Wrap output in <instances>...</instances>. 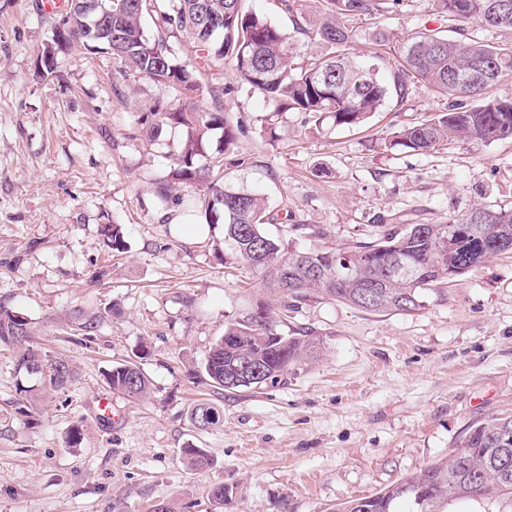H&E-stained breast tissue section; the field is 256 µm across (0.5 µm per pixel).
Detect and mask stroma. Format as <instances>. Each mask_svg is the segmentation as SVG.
Masks as SVG:
<instances>
[{
	"instance_id": "35a3bbf8",
	"label": "stroma",
	"mask_w": 512,
	"mask_h": 512,
	"mask_svg": "<svg viewBox=\"0 0 512 512\" xmlns=\"http://www.w3.org/2000/svg\"><path fill=\"white\" fill-rule=\"evenodd\" d=\"M56 20L42 0H0V297L28 319L43 353L74 371L66 391L32 400L18 390L13 353L0 352V512H215L219 483L224 512H325L446 459L471 423L512 414V252L442 285L412 314L333 301L292 314L279 333L313 329L319 357L276 385L216 389L208 352L257 291L248 268L225 259L223 225L205 239L177 233L192 216L153 193L181 134L166 128L149 139L136 121L176 93L143 80L114 91L112 58L79 44L37 77ZM353 27L349 51L363 59L378 50L374 29L400 40L452 23L434 0H403ZM201 80L224 89L227 118L245 126L238 152L248 164L225 167V182L266 198V230L289 247L348 248L374 240L382 222L512 208V139L386 148L392 127L447 107L425 86L360 128L285 112L272 141L269 106L231 64H211ZM287 217L329 236L288 232ZM111 221L125 225L128 249L96 284L100 227ZM112 305L117 313L104 315ZM77 311L100 316L92 339L73 334ZM144 343L150 394L113 391L106 373ZM200 399L221 407V425H193ZM187 446L212 465L188 467Z\"/></svg>"
}]
</instances>
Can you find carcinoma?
I'll list each match as a JSON object with an SVG mask.
<instances>
[{
    "label": "carcinoma",
    "mask_w": 512,
    "mask_h": 512,
    "mask_svg": "<svg viewBox=\"0 0 512 512\" xmlns=\"http://www.w3.org/2000/svg\"><path fill=\"white\" fill-rule=\"evenodd\" d=\"M111 13L104 15L98 34H85V18H71L72 38L59 52L81 43L112 56L115 86L131 75L180 92L181 97L141 113L138 131L153 135L165 127L182 132L181 148L166 177L155 184L163 203L173 202L193 211L204 210L208 224L224 225V246L260 275L262 286L276 298V306L258 300L251 308L224 322L204 369L215 387L237 391L278 383L290 367L312 358L320 338L309 328L292 335L275 330L290 314L331 299L374 313H412L425 306L434 287L477 268L491 253L486 242L470 232L481 225L491 238L512 244V209L475 208L440 224L380 225L378 238L359 242L349 250L333 247L314 252H288V245L267 234L274 221L264 200L247 188L223 181L224 165L242 166L234 149L243 125L232 123L220 106L224 89L211 88L212 109H200L193 99L203 94L200 67L230 62L242 85L259 91L274 112L266 132L276 138L273 117L282 112H306L330 120L335 127H357L390 98L406 102L420 83L449 99L448 108L418 124L391 133L390 143L414 151L437 150L451 138L496 141L512 139V95L490 94V89L512 76V47L484 42L479 28L512 31V0H435L440 13L458 22L455 35L438 28L412 34L389 59L377 54L356 61L346 53L355 32L349 22L372 17L384 9L383 0H320L322 11L311 17L301 0H280L291 28L248 11L243 0H102ZM155 19L158 35L144 33L145 16ZM187 32L197 43L198 60L179 61L168 38ZM220 132V148L209 153L212 134ZM193 193L177 195L178 186ZM105 245L125 253L123 227L101 226ZM349 258L352 269L341 264ZM28 321L0 298V346L16 349V372L34 371L42 384L61 391L74 378L70 365L47 359L31 346ZM149 350L141 346L128 360L112 366L106 376L112 390L131 398L146 395L151 382L141 360ZM257 367L255 376L240 371L241 361ZM206 408L212 419L207 428L223 421L220 408L207 401L196 404L191 419ZM504 430L512 435V415L492 416L469 426L447 460L419 475L389 485L370 496L369 510L362 498L329 508L327 512H447L454 502L474 501L479 512H512V447L496 448L487 434ZM192 467L209 464L200 448H183Z\"/></svg>",
    "instance_id": "obj_1"
}]
</instances>
